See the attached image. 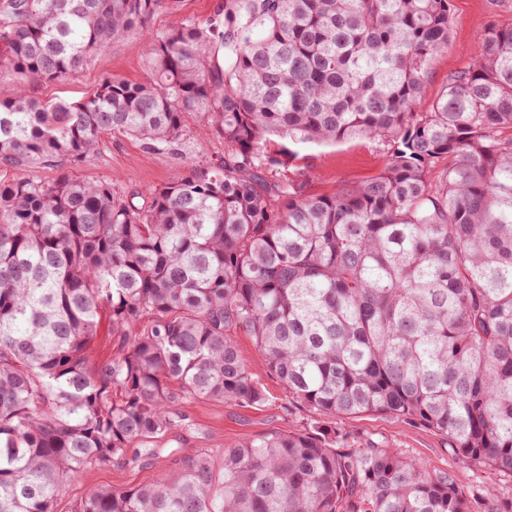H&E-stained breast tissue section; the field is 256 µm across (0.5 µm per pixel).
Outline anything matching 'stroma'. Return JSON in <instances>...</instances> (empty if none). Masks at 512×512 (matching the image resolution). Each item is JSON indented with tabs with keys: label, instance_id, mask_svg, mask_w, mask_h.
<instances>
[{
	"label": "stroma",
	"instance_id": "obj_1",
	"mask_svg": "<svg viewBox=\"0 0 512 512\" xmlns=\"http://www.w3.org/2000/svg\"><path fill=\"white\" fill-rule=\"evenodd\" d=\"M224 0H175L172 8L156 14L149 26L154 30L174 27L187 19L212 18ZM452 26L448 50L432 63L427 76L431 93H439L449 77L468 67L477 57L481 35L491 21L512 23V0H451ZM116 76L133 83L150 78L145 65L144 34L133 30L94 57L76 76L62 82L35 85V96L76 101L91 91L104 77ZM188 133L180 144L152 147L144 141L121 135L105 136L99 154L68 167L69 175L87 182L108 181L122 194L149 190L187 177L195 164H206L223 156L224 143L202 135L199 117L186 120ZM286 161L289 173L303 176L307 193L327 194L344 183L365 180L379 174L388 159L385 144L364 138L336 143H307L293 146ZM235 340L255 377L266 385L271 398L263 406L200 401L185 407V425L158 439L136 446L138 457L126 463H104L84 469L59 494L55 512H73L76 504L95 487L117 490L155 482L172 475L175 461L154 458L153 448L198 449L232 448L245 440L274 432L301 428L307 411L289 398L283 385L266 371L263 356L245 329H237ZM351 434L353 447L376 441L414 460L428 470L454 471L459 484L477 492L495 487L500 498H512V478L482 466L464 462L453 454L447 441L437 433L410 426L380 414H365L343 421Z\"/></svg>",
	"mask_w": 512,
	"mask_h": 512
}]
</instances>
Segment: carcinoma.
<instances>
[{
  "instance_id": "cac0c4a2",
  "label": "carcinoma",
  "mask_w": 512,
  "mask_h": 512,
  "mask_svg": "<svg viewBox=\"0 0 512 512\" xmlns=\"http://www.w3.org/2000/svg\"><path fill=\"white\" fill-rule=\"evenodd\" d=\"M174 0H0V512H54L79 469L136 459L200 401L261 406L244 328L302 429L179 458L176 473L98 487L76 512H505L326 422L388 415L512 477V24L427 99L450 0H224L146 34L151 78L84 98L76 76ZM224 157L136 202L63 169L104 135L152 146L185 117ZM277 137H362L383 171L330 194L281 176ZM117 350L89 347L103 315Z\"/></svg>"
}]
</instances>
